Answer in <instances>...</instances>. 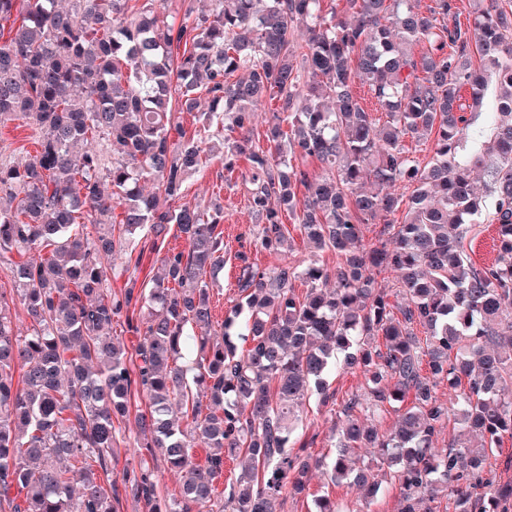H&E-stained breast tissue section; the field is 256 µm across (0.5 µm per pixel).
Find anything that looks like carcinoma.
<instances>
[{
	"mask_svg": "<svg viewBox=\"0 0 512 512\" xmlns=\"http://www.w3.org/2000/svg\"><path fill=\"white\" fill-rule=\"evenodd\" d=\"M0 0V119L21 117L40 130L36 155L0 163V262L14 288L0 290V509L8 512H114L110 476L118 417L135 394L144 448L180 476V497H162L152 471L124 476L145 512H277L304 488L322 460L294 453V406L315 389L339 404L332 480L381 484L352 468L357 448H375L394 474L401 512H512V484L485 477L490 454L512 438V4L471 0L467 23L455 0H216L209 15L181 21L168 0ZM301 23L307 38L294 37ZM425 49L415 52V47ZM480 64L474 65V58ZM360 81L385 113L377 127L354 91ZM499 89L492 134L463 156L472 117L460 100L483 106ZM208 99L210 127L224 130V170L248 164V201L259 241H287L281 215L317 249L335 251L333 274L315 264L259 270L240 253V301L220 338L191 337L211 324L207 271L224 267L222 209L174 208L188 176L209 161L203 137L186 136L175 112ZM279 97L265 141L251 116ZM108 142L112 165L85 149ZM286 137L311 172L272 150ZM432 138L431 159L406 155L405 138ZM109 180L113 192L104 193ZM151 180L146 195L140 181ZM412 188L404 199L395 187ZM494 200L496 258L476 264L464 249L471 224ZM406 219H391L401 203ZM133 235L159 238L177 225L188 251L162 258L164 273L138 284L139 259L127 254L121 296L112 294L118 252L112 218ZM384 220L375 241L365 225ZM91 224L95 233L84 231ZM396 276L407 302L395 306L378 277ZM332 277L326 288L323 280ZM308 283L295 294L293 282ZM149 305L137 346L112 341L114 319ZM22 304L21 334L12 307ZM380 336L383 346L372 345ZM197 358L180 363L190 340ZM250 342L237 352L235 340ZM337 367L360 371L365 396L337 402L324 382ZM20 371L19 381L14 372ZM463 384L448 407L438 384ZM411 398L399 426L381 433L359 414ZM191 409L183 422L173 408ZM455 423L477 443L435 445ZM205 449V461L194 447ZM245 463L229 491L215 495L226 459ZM24 491L23 504L12 497Z\"/></svg>",
	"mask_w": 512,
	"mask_h": 512,
	"instance_id": "carcinoma-1",
	"label": "carcinoma"
}]
</instances>
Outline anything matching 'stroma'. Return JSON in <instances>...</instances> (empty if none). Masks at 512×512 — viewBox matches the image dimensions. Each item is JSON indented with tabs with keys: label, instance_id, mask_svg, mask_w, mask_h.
<instances>
[{
	"label": "stroma",
	"instance_id": "1",
	"mask_svg": "<svg viewBox=\"0 0 512 512\" xmlns=\"http://www.w3.org/2000/svg\"><path fill=\"white\" fill-rule=\"evenodd\" d=\"M37 135L25 120L13 119L0 125V160L21 162L37 151ZM248 176L245 162H238L233 175H226L220 159L210 160L204 174L192 175L187 182L184 202L187 205L202 207L217 203L223 208L224 219L219 228L224 236V267L210 284V302L212 307L213 332H220L221 325L234 305L238 296L237 275L239 255H246L249 262L261 269H271L279 264L281 258H288L295 265H305L317 261L327 271H334L338 258L329 250H316L293 227V219L285 224L291 229V246L275 252L263 249L255 244L251 230L255 224L248 203L245 180ZM126 244L140 262L136 272L139 281H151L161 273L163 249L181 251L188 243L177 226H169L164 248H157L153 237L133 236ZM302 417L292 435L294 448H305L316 458L331 455L329 438L338 420V409L333 405H321L317 397L307 399L300 409ZM119 430L118 447L112 459V477L122 480L126 471L138 468L143 449L137 448L136 440L140 431L134 418L116 421ZM326 496L336 500L348 512H354L360 504L361 494L356 488L345 483H335L326 475L324 469L312 470L302 494L281 500L278 512H313L315 499Z\"/></svg>",
	"mask_w": 512,
	"mask_h": 512
}]
</instances>
